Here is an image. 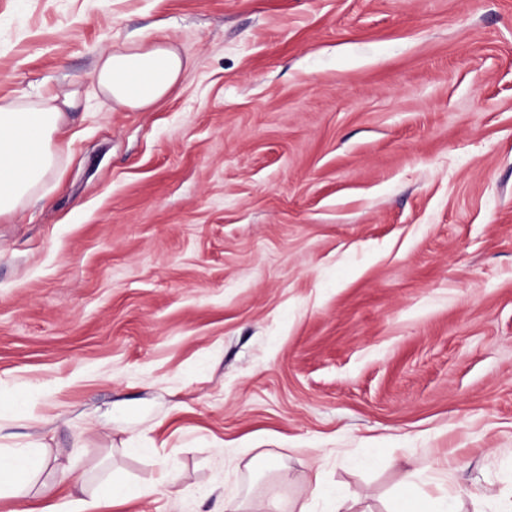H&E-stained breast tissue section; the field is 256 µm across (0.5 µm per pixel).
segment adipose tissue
Instances as JSON below:
<instances>
[{"label":"adipose tissue","instance_id":"ef3b65f1","mask_svg":"<svg viewBox=\"0 0 512 512\" xmlns=\"http://www.w3.org/2000/svg\"><path fill=\"white\" fill-rule=\"evenodd\" d=\"M184 62L167 42H129L103 53L94 79L98 91L116 107L142 110L167 96L178 83ZM63 110L54 100L36 106L0 104V217L12 214L18 202L52 170L63 152L53 140ZM37 450H0V492L26 495L30 482L45 468ZM139 489L112 480L91 498L72 497L51 512H97L102 501L139 496Z\"/></svg>","mask_w":512,"mask_h":512}]
</instances>
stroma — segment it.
Wrapping results in <instances>:
<instances>
[{"instance_id":"35a3bbf8","label":"stroma","mask_w":512,"mask_h":512,"mask_svg":"<svg viewBox=\"0 0 512 512\" xmlns=\"http://www.w3.org/2000/svg\"><path fill=\"white\" fill-rule=\"evenodd\" d=\"M131 39L185 62L142 112L93 79ZM63 93L0 220V445L49 457L0 512L512 491V0H0V102ZM140 495L141 491L139 489L113 479L101 484L97 493L91 499L71 497L52 506L51 512H94L99 508L102 501L112 500V502H117Z\"/></svg>"}]
</instances>
